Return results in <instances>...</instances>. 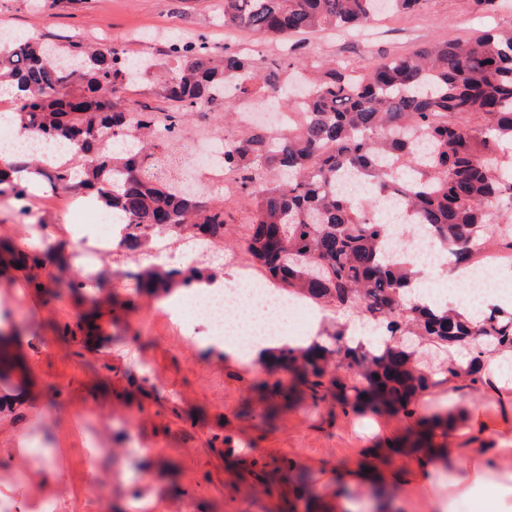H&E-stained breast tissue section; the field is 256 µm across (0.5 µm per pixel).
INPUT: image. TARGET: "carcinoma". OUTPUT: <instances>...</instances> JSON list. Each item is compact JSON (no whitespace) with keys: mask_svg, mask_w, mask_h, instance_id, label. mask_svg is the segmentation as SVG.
<instances>
[{"mask_svg":"<svg viewBox=\"0 0 512 512\" xmlns=\"http://www.w3.org/2000/svg\"><path fill=\"white\" fill-rule=\"evenodd\" d=\"M378 0H224V24L259 37L324 30L363 31L376 19ZM179 69L164 83L170 109L148 103L127 111L121 93L134 86L132 56L103 53L90 42L62 44L49 35L25 37L0 56V86L16 89L12 110L20 130L71 146L81 164L38 173L54 190L88 189L126 225L129 251L155 239L204 236L224 244V208L208 205L152 175V140L179 137L185 117L206 105L229 112L228 85L245 94L254 85L285 98L284 70L293 54L265 68L247 57L220 53L204 37L171 42ZM303 124L277 137L253 126L224 140V168L240 175L239 194L251 210L243 244L266 280L316 303L356 310L402 336L391 345L354 344L347 330L325 331L302 347H282L263 359L286 372L317 406L328 400L344 413L371 411L411 419L417 397L463 375L482 378L451 361L426 370L441 354L464 350L469 364L489 353H512V311L493 307L467 319L433 300L410 297L414 261L393 257L394 238L383 209L397 202L406 223L445 247L453 267L474 262L478 246L512 253V28L467 42L421 46L386 57L358 73L325 67V78L304 94ZM0 168V196L20 201L28 186ZM11 263L39 278L42 262L8 240ZM215 271L199 261L174 271L136 273L141 291L158 297L193 285ZM13 332L0 329V368L19 358L8 352ZM259 388L271 399L290 398L282 379Z\"/></svg>","mask_w":512,"mask_h":512,"instance_id":"obj_1","label":"carcinoma"}]
</instances>
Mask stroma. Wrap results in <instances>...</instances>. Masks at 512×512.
<instances>
[{"label": "stroma", "mask_w": 512, "mask_h": 512, "mask_svg": "<svg viewBox=\"0 0 512 512\" xmlns=\"http://www.w3.org/2000/svg\"><path fill=\"white\" fill-rule=\"evenodd\" d=\"M512 26V4L494 15L475 0H427L413 12H387L373 24L367 43L324 31L291 41L259 39L226 26L224 0H0V29L51 34L98 43L103 49L144 50L141 30L167 32L176 40L203 35L213 47L248 51L264 66L292 48L303 67L288 70L286 82L311 85L324 70L319 60L365 70L383 56L404 54L435 41L467 40L491 27ZM153 45L156 66L126 93L129 109L147 102L165 110L162 79L177 65ZM235 122L201 107L181 130L182 140L213 144L215 135L237 136ZM203 201L223 206L227 240L244 233L250 211L239 196L217 182H202ZM31 213L0 197V238H29L41 251L60 248L61 260L46 263L43 275L63 279L99 277L95 293H55L31 288L25 271L0 262V308L18 312L22 325L14 348L24 368L0 379V397L14 399L0 411V498L17 512H30L35 497L46 496L56 512H137L135 495L155 501V512H290L292 474L273 483L257 479V465L293 461L307 470L317 496L333 485V470L379 461V449L402 438L403 417L343 414L310 400L264 419L256 383L267 376L260 363L227 362L223 350L183 339L180 330L154 313L136 279L143 255L113 252L88 263L81 246L93 243L97 224L61 213L55 204L33 198ZM133 435L146 455L128 460L143 469L140 492L107 480L117 466L108 454L117 436ZM230 437L231 449L214 444ZM59 452L46 469L26 456L30 442ZM98 456H91V449Z\"/></svg>", "instance_id": "obj_1"}]
</instances>
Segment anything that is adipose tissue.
<instances>
[{
  "mask_svg": "<svg viewBox=\"0 0 512 512\" xmlns=\"http://www.w3.org/2000/svg\"><path fill=\"white\" fill-rule=\"evenodd\" d=\"M212 344L223 347L231 362L245 364L266 356L272 349L296 347L304 340L298 336L247 337L245 345L215 336ZM465 390L448 394V430L464 429L467 438L457 448L439 449L435 456H418L411 468L396 474L384 470L365 471L359 466L336 472V490L324 504L325 512H404L405 502L394 499L391 488L396 480L418 483L428 492L433 512H512V400L502 403L496 422H488L479 411H461ZM376 488L380 498L351 501L348 488Z\"/></svg>",
  "mask_w": 512,
  "mask_h": 512,
  "instance_id": "adipose-tissue-1",
  "label": "adipose tissue"
}]
</instances>
